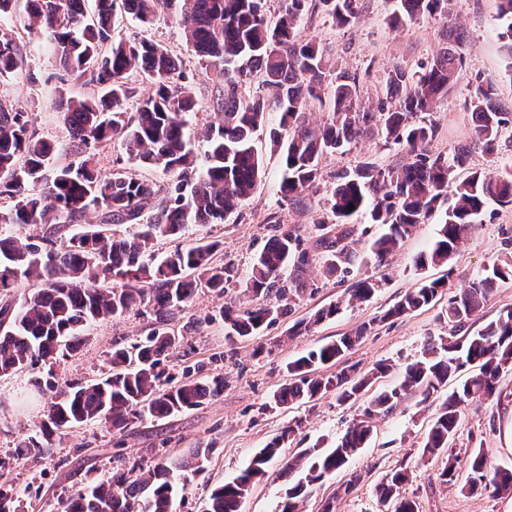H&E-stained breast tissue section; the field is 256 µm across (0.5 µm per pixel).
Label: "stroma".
<instances>
[{
	"label": "stroma",
	"mask_w": 512,
	"mask_h": 512,
	"mask_svg": "<svg viewBox=\"0 0 512 512\" xmlns=\"http://www.w3.org/2000/svg\"><path fill=\"white\" fill-rule=\"evenodd\" d=\"M392 6L393 0H360L359 18L348 27L337 26L324 13H310L302 19L299 32L307 38L316 37L330 65L356 75L360 98L374 112L386 99V79L393 66L419 69L437 53L448 28L463 29L469 41L464 49V64L457 83L432 114L438 126L430 145L432 151H448L469 137L472 122L467 103L483 80L496 79L500 104L512 108V65L506 61L498 38V0H456L445 13L427 15L397 27L389 23ZM4 26L13 29L22 41L24 63L15 74L0 78V98L25 107L38 135L53 143L56 162H67L75 151V143L63 121L64 97L74 89L73 77L53 54L28 42L22 23L8 20ZM116 35L127 40L150 38L181 60L185 82L198 103L197 112L191 117L190 143L195 152H203V132L214 120L212 99L217 80L206 73L187 44L174 10H165L147 28L123 17ZM257 146L265 153L266 177L240 215L221 224L190 227L177 240L158 238L157 256L202 238H215L224 243L220 260L242 273L266 239L282 228L296 235L302 248L314 251V222L321 214V201L336 184L337 172L363 161L375 162L383 168L402 166L409 161L403 147L386 143L384 136L361 138L347 151L323 158L320 177L307 198L308 205L299 208L279 200L280 159L270 150L267 130H260ZM443 217V209H435L385 265L371 261L362 265L361 275L382 281L381 288L368 301L348 303L352 279L327 280L316 267H308L305 278L315 282L314 292L297 299L292 312L262 336H226L223 322L216 318L223 299L207 291L199 292L170 322L177 333L185 323L198 326L196 333L185 337L173 372L179 376L186 369L200 366L205 373L221 374L223 395L167 419L145 420L122 440H115L109 425L88 422L54 438L42 457L16 456L17 442L35 434L44 418L46 376L54 375L59 382L79 383L105 378L113 347L133 342L146 325L142 318L128 314L103 320L91 329L84 345L57 361L51 371L23 370L0 376V459L12 464L6 477L7 487L24 504V512H61V502L76 490L106 479L118 457L149 461L159 456L177 458L205 444L212 453L203 471L188 474L185 497L175 503L176 512H199L201 501L210 490L238 476L253 453L289 421L302 417L306 424L289 440L285 455L304 448L334 446L349 424L359 418L365 400L341 404L335 395L327 394L307 404L273 411L263 410L262 405L286 381L287 361L382 316L418 276L440 277V270L431 267L417 273L414 260L429 248ZM508 254H512V207L494 206L460 244L453 261L452 289H459L465 281ZM337 300L343 301L344 307L336 318L307 334L288 337V343L282 347H274V340L288 336L289 327L296 321ZM445 306L441 300L405 317L384 320L348 352L347 362L359 364L365 370L381 361L391 366L369 388V395L397 387L405 366L420 356L424 345L447 336ZM443 398L440 392L425 401L410 395L391 414L376 417L365 448L316 484L299 502V512H322L327 504L333 506L334 512H379L375 486L385 473L400 469L409 476L401 492L418 502L420 512H512V495L471 493L464 487L471 454H481L491 471L512 467V437L507 434L512 428V372L502 374L493 398L463 405L451 442L457 457L456 476L449 482L440 477V459L422 453L423 439ZM289 485L281 461H273L266 476L254 483L242 512H276L286 499Z\"/></svg>",
	"instance_id": "35a3bbf8"
}]
</instances>
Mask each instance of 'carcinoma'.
<instances>
[{"label":"carcinoma","mask_w":512,"mask_h":512,"mask_svg":"<svg viewBox=\"0 0 512 512\" xmlns=\"http://www.w3.org/2000/svg\"><path fill=\"white\" fill-rule=\"evenodd\" d=\"M86 0H0V18L15 17L24 29L45 35L75 80L99 88L98 94L77 93L67 99L63 120L77 142L75 157L63 164L53 160L52 145L37 137L23 108L0 101V376L40 369L77 350L91 326L107 318L134 312L147 318L143 334L112 350L111 373L92 383L46 382L50 392L39 434L18 443V457L42 456L52 437L91 420L112 427L122 437L146 418L163 419L198 408L224 393V378H181L169 371L170 358L184 334L168 322L205 288L224 298L219 317L229 336H258L276 326L308 290L302 278L315 262L299 249L287 230L270 236L254 255L240 279L232 268L215 261L222 242H197L164 257L155 254L160 236L180 237L193 224H216L234 215L262 182L264 155L257 132L271 115L278 128L270 144L278 152L283 173L280 200L299 204L318 180L324 156L334 154L372 133L380 125L385 141L401 145L411 161L402 167L380 168L363 161L336 176V187L315 221L320 231L323 277H346L359 263L358 240L349 221L362 215L381 228L368 255L381 264L399 248L442 202L448 203L432 247L415 259V266L439 267L447 273L424 277L380 317L290 360L288 380L277 388L262 410L305 404L327 393L341 404L355 402L364 389L390 365L378 363L360 375L346 365L322 373L343 360L376 322L409 315L436 303L449 288L452 261L462 240L492 206H512V174L474 170L465 178L457 172L480 150L490 156L500 147L502 132L512 129V111L498 104L495 80L487 79L471 94L472 133L450 151L432 153L427 145L437 126L426 119L457 82L467 44L465 32L448 29L432 61L410 71L394 67L387 78L386 102L379 112H367L359 98L356 76L336 70L335 85L325 92L327 61L315 38H301L297 25L303 15L319 10L337 25H353L358 0H280L276 20L268 19L266 0H121L124 13L143 25L158 9L178 5V23L187 43L205 67L223 78L213 100L216 121L204 132L203 156L190 147L188 123L197 104L183 77L179 59L156 42L114 38L115 0H95L94 15ZM389 16L405 20L443 12L448 0H395ZM498 34L505 57L512 62V0H500ZM21 43L0 30V76L21 68ZM138 75L153 86L136 101L129 77ZM258 81L268 96L246 95L244 86ZM325 107L329 119L317 126L307 119L314 105ZM120 141L141 168L169 175L164 183L125 168L104 175L97 150ZM354 209H349V206ZM16 226H33L39 233L24 238ZM32 283L22 302L11 299L17 279ZM512 281V261L493 263L485 273L448 297L445 313L451 339L427 344L420 358L407 364L400 385L369 401L363 417L350 424L333 448H305L289 457L284 473L302 477L289 489L280 512H297V498L342 468L371 436L374 418L393 412L408 393L423 399L439 391L465 367L472 374L453 388L423 439V454L443 457L441 478L451 480L457 457L449 446L464 403L495 395L502 373L512 370V309L470 331L497 282ZM378 288L370 277L358 279L347 303L368 300ZM342 302L318 309L296 322L288 335L300 336L340 313ZM464 331L459 337L457 332ZM304 427L295 419L254 452L246 468L230 482L211 490L203 512H241L254 480L265 475L282 447ZM213 449L196 448L186 459H163L152 465L121 459L109 478L87 486L62 502V512H174L185 472H199ZM408 480L402 470L385 474L377 484L378 503L385 510L418 512V503L403 497L399 487ZM466 486L471 492L512 495V469L488 476L481 454L469 460ZM12 490L0 487V512H21Z\"/></svg>","instance_id":"1"}]
</instances>
